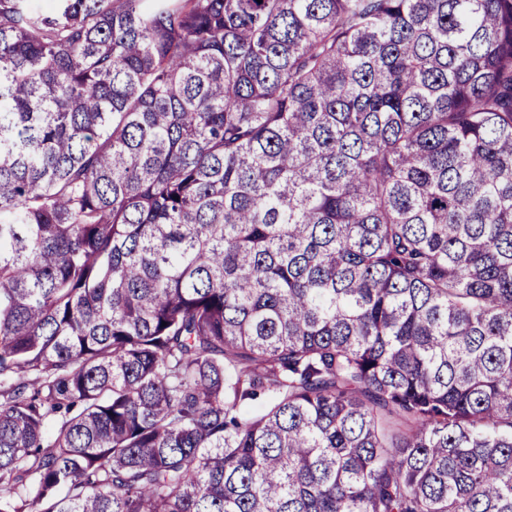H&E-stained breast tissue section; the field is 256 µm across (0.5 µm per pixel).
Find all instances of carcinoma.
Instances as JSON below:
<instances>
[{"instance_id": "cac0c4a2", "label": "carcinoma", "mask_w": 512, "mask_h": 512, "mask_svg": "<svg viewBox=\"0 0 512 512\" xmlns=\"http://www.w3.org/2000/svg\"><path fill=\"white\" fill-rule=\"evenodd\" d=\"M0 0V512H512V0Z\"/></svg>"}]
</instances>
